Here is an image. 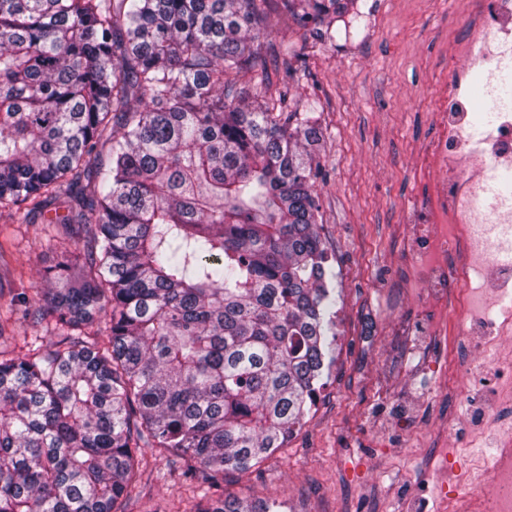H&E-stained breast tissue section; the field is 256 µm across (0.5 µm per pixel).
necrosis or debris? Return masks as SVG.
<instances>
[{
    "label": "necrosis or debris",
    "mask_w": 512,
    "mask_h": 512,
    "mask_svg": "<svg viewBox=\"0 0 512 512\" xmlns=\"http://www.w3.org/2000/svg\"><path fill=\"white\" fill-rule=\"evenodd\" d=\"M467 57L495 73L512 70V0H491L465 43ZM438 113L442 133L430 147V166L444 175L428 186L424 233L411 236L416 275L428 300L452 306L463 336H479L471 374L482 373L496 358L503 374L483 414L512 411V356L501 341L512 335V190L498 186L489 173L512 170V142L499 131L512 127V102L498 106L496 123L481 139L471 133V99L450 92ZM464 284L456 298L448 296V280ZM495 452L474 459L470 477L455 495L456 512H512V431L497 436Z\"/></svg>",
    "instance_id": "4bbe7bcc"
}]
</instances>
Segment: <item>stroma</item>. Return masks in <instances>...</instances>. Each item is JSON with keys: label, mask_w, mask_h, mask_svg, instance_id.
<instances>
[{"label": "stroma", "mask_w": 512, "mask_h": 512, "mask_svg": "<svg viewBox=\"0 0 512 512\" xmlns=\"http://www.w3.org/2000/svg\"><path fill=\"white\" fill-rule=\"evenodd\" d=\"M489 0H357L333 38L272 14L269 41L290 47L299 80L289 97L313 111L324 133L319 232L332 259L333 351L301 431L220 488L188 478L172 457L145 452L125 512H198L222 496L273 500L284 512H442L436 489L455 493L454 467L486 455L494 431L483 422V380L470 375L474 340L429 333L435 317L415 282L410 233L425 221L420 171L439 134L436 113L448 85L475 102L472 132L493 112L488 74L463 55ZM60 246L42 225L0 208V351L51 343L35 315L41 272Z\"/></svg>", "instance_id": "35a3bbf8"}]
</instances>
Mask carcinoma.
Here are the masks:
<instances>
[{
  "label": "carcinoma",
  "instance_id": "carcinoma-1",
  "mask_svg": "<svg viewBox=\"0 0 512 512\" xmlns=\"http://www.w3.org/2000/svg\"><path fill=\"white\" fill-rule=\"evenodd\" d=\"M355 4L0 0V207L76 227L36 289L57 340L0 354V512H125L146 448L215 483L302 427L331 345L324 136L265 40L273 10L322 37Z\"/></svg>",
  "mask_w": 512,
  "mask_h": 512
}]
</instances>
